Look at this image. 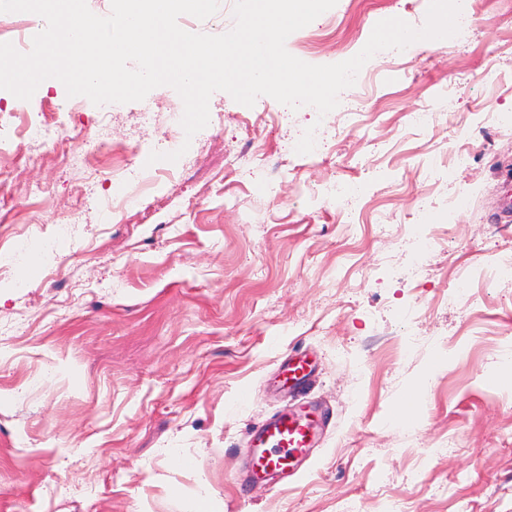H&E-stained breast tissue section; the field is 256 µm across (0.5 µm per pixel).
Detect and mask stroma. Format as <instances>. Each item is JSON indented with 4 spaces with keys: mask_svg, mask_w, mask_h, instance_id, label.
<instances>
[{
    "mask_svg": "<svg viewBox=\"0 0 512 512\" xmlns=\"http://www.w3.org/2000/svg\"><path fill=\"white\" fill-rule=\"evenodd\" d=\"M427 7L338 0L286 48L339 63L377 22L419 28ZM482 14L446 48L378 52L341 94L357 102L349 120L215 92L208 126L172 164L148 157L183 107L173 88L86 99L77 114L63 84L37 88L31 117L124 136L157 179L118 214L83 204V159H14L18 181L42 191L0 222L51 236L77 219L63 262L37 252L0 286V324L22 330L0 334V512H512V288L482 275L512 253L499 218L512 205V0H483ZM441 101L437 127L410 125ZM312 125L315 149L296 153ZM460 146L474 161L457 171L442 157ZM333 182L361 204L357 223L308 192ZM434 224L448 233L413 277ZM49 264L55 277L39 278ZM295 353L316 363L323 443L291 485L240 490L250 431L282 406L267 381ZM408 398L410 418L394 423Z\"/></svg>",
    "mask_w": 512,
    "mask_h": 512,
    "instance_id": "1",
    "label": "stroma"
}]
</instances>
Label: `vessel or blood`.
Returning <instances> with one entry per match:
<instances>
[{
	"label": "vessel or blood",
	"mask_w": 512,
	"mask_h": 512,
	"mask_svg": "<svg viewBox=\"0 0 512 512\" xmlns=\"http://www.w3.org/2000/svg\"><path fill=\"white\" fill-rule=\"evenodd\" d=\"M312 372L307 356L292 355L281 364L276 379L281 389L298 388ZM326 412L309 404L284 409L257 426L249 438V469L241 484L250 487L295 477L309 460Z\"/></svg>",
	"instance_id": "vessel-or-blood-1"
}]
</instances>
